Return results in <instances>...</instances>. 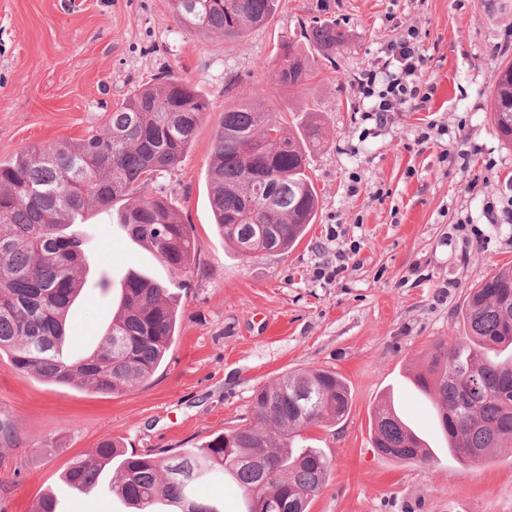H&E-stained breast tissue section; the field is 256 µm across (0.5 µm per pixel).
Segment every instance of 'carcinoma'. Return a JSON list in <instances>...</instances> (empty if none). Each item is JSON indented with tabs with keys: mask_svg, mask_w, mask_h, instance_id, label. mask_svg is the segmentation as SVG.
<instances>
[{
	"mask_svg": "<svg viewBox=\"0 0 512 512\" xmlns=\"http://www.w3.org/2000/svg\"><path fill=\"white\" fill-rule=\"evenodd\" d=\"M187 32L241 39L269 22L279 0H169ZM305 38L332 63L348 31L340 22L311 17ZM278 83L294 89L317 75L315 58L295 41L278 47ZM492 117L499 139L512 145V63L493 84ZM209 103L173 75L133 92L97 131L72 142L31 145L0 162V355L14 367L55 384L88 385L121 395L147 380L174 340L178 294L136 271L121 285L118 305L99 346L75 354L66 335L69 310L85 288L88 257L82 239L68 233L87 211L115 210L127 235L150 250L175 277L196 260L192 225L162 193L141 189L187 155ZM317 123L294 131L258 101L224 110L208 168L211 207L224 242L239 255L287 252L315 222L318 196L307 153L321 144ZM465 339L439 342L427 372L415 383L435 406L451 454L462 465L512 447V358L486 352L512 346V270L498 271L469 290L461 310ZM350 389L328 369L294 370L262 386L251 402L252 420L218 434L201 448L159 457L129 453L104 440L76 457L64 482L94 489L118 461L112 495L136 512H157L160 500L177 512H223L194 496L220 471L245 493L246 512H306L323 488L330 460L302 444L301 431L338 423L349 413ZM374 443L397 461L427 462L428 449L391 401L378 403Z\"/></svg>",
	"mask_w": 512,
	"mask_h": 512,
	"instance_id": "cac0c4a2",
	"label": "carcinoma"
}]
</instances>
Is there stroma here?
<instances>
[{"instance_id": "35a3bbf8", "label": "stroma", "mask_w": 512, "mask_h": 512, "mask_svg": "<svg viewBox=\"0 0 512 512\" xmlns=\"http://www.w3.org/2000/svg\"><path fill=\"white\" fill-rule=\"evenodd\" d=\"M344 19L335 63L283 90L279 44L300 39L318 2ZM415 29L425 103L376 120L357 78ZM512 61V0H280L240 39L186 33L168 0H0V162L32 144L74 141L101 128L138 87L168 74L208 101L184 161L146 185L192 224L194 272L178 290L179 327L165 361L119 396L48 383L0 356V512H33L51 492L67 512H129L104 476L74 495L62 474L103 439L174 454L251 419L252 394L288 370L329 368L351 391L337 424L303 431L331 470L309 512H512V448L462 466L413 384L435 342L465 337L457 310L470 288L512 267V147L492 120V83ZM262 101L286 122L317 120L324 147L309 156L316 221L287 254L247 259L217 232L209 201L213 133L225 108ZM308 104L305 112L297 104ZM84 249L88 289L68 335L96 346L128 271L170 275L93 213ZM392 399L425 441L424 465L383 456L372 412Z\"/></svg>"}]
</instances>
